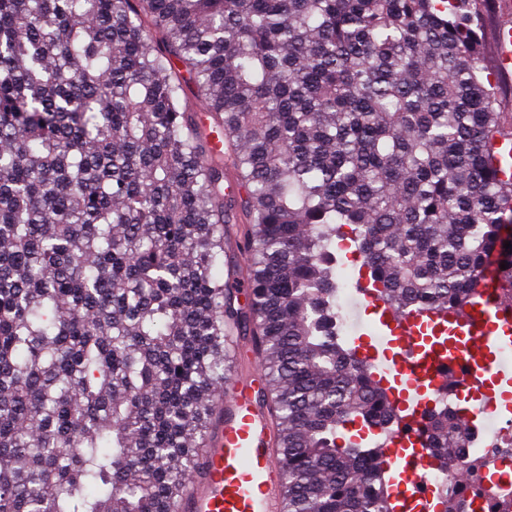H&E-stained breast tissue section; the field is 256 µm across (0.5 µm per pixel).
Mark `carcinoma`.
Returning <instances> with one entry per match:
<instances>
[{"mask_svg": "<svg viewBox=\"0 0 512 512\" xmlns=\"http://www.w3.org/2000/svg\"><path fill=\"white\" fill-rule=\"evenodd\" d=\"M480 30L478 0H0V512H170L240 326L285 512H390L383 444L337 443L396 413L340 341L333 246L347 233L402 313L463 307L492 257L512 301V130ZM226 165L244 306L221 271ZM425 419L443 470L467 431Z\"/></svg>", "mask_w": 512, "mask_h": 512, "instance_id": "cac0c4a2", "label": "carcinoma"}]
</instances>
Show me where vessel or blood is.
I'll return each mask as SVG.
<instances>
[{
  "mask_svg": "<svg viewBox=\"0 0 512 512\" xmlns=\"http://www.w3.org/2000/svg\"><path fill=\"white\" fill-rule=\"evenodd\" d=\"M504 18L497 28L496 63L512 72V0H503ZM247 251L236 245L224 260V281L241 287L238 268ZM357 310H377L389 333L387 343L398 353L377 369L383 382L400 389L399 414L386 455L399 486L393 512L412 503H430L434 487L417 472L428 438L423 431L424 399L451 389H482L488 376L502 375L501 353L512 346V304L482 290L461 316L421 310L407 317L396 314L369 288H359ZM264 379L263 369L226 388L220 397L222 425L199 452L201 470L184 481L176 512H283V458L268 416L255 393Z\"/></svg>",
  "mask_w": 512,
  "mask_h": 512,
  "instance_id": "obj_1",
  "label": "vessel or blood"
}]
</instances>
